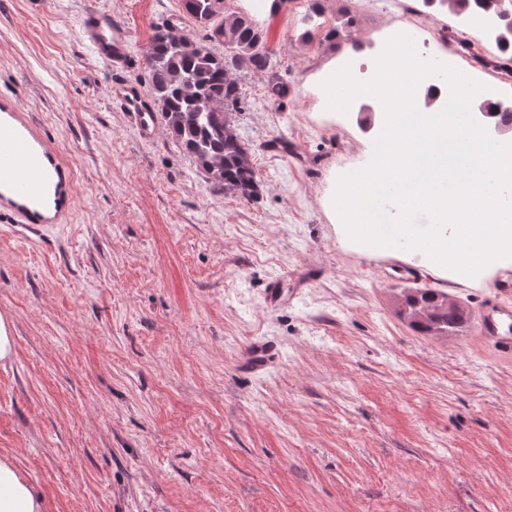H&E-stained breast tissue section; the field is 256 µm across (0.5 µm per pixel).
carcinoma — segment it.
Listing matches in <instances>:
<instances>
[{"label":"carcinoma","instance_id":"1","mask_svg":"<svg viewBox=\"0 0 512 512\" xmlns=\"http://www.w3.org/2000/svg\"><path fill=\"white\" fill-rule=\"evenodd\" d=\"M427 8L447 9L461 16L475 10H494L500 25L496 42L500 54L494 68H512V0H422ZM185 13L209 29L206 37L224 44L217 54L187 36L175 37L171 23L155 32L147 54L150 95L166 130L180 148L202 168L215 185L253 201L259 196L250 148L236 133L232 113L239 109L241 88L236 72L251 70L267 75L266 93L273 99L288 95V84L274 71L265 29L249 14L228 13L224 0H183ZM233 31L223 43L217 31ZM445 294L432 289L403 295L405 318L422 334L436 329L453 332L467 322L465 312L442 306Z\"/></svg>","mask_w":512,"mask_h":512}]
</instances>
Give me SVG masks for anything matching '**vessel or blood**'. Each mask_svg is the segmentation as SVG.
Here are the masks:
<instances>
[{"label":"vessel or blood","instance_id":"obj_1","mask_svg":"<svg viewBox=\"0 0 512 512\" xmlns=\"http://www.w3.org/2000/svg\"><path fill=\"white\" fill-rule=\"evenodd\" d=\"M80 35L94 56L112 67L123 68L130 62L131 35L111 12L87 11ZM113 96L134 114L141 138H153L157 115L141 91L119 83ZM74 203L70 172L61 154L27 119L16 98L0 96V216L13 224H65ZM475 332L494 354L512 359L511 272L493 283L478 311Z\"/></svg>","mask_w":512,"mask_h":512}]
</instances>
